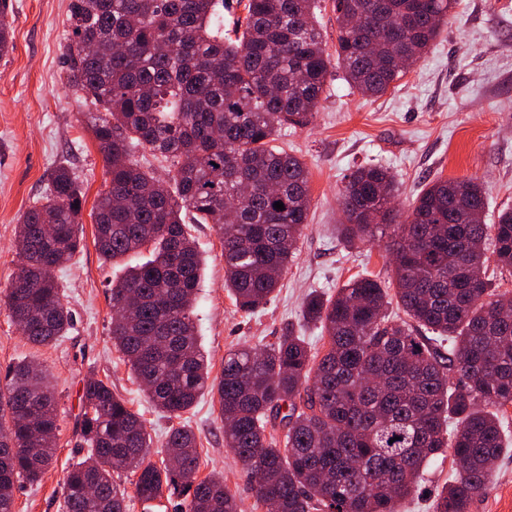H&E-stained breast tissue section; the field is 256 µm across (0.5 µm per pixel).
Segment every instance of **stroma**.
<instances>
[{
  "instance_id": "stroma-1",
  "label": "stroma",
  "mask_w": 512,
  "mask_h": 512,
  "mask_svg": "<svg viewBox=\"0 0 512 512\" xmlns=\"http://www.w3.org/2000/svg\"><path fill=\"white\" fill-rule=\"evenodd\" d=\"M69 2L9 0L14 49L0 59V378L19 360L40 363L55 384L59 419L56 456L40 482L18 483L15 512H63L64 479L87 454L78 436L86 379L107 382L142 416L153 461L161 460L173 425L147 402L112 344L110 289L123 267L105 262L94 246L91 213L104 188L105 168L82 95L66 78ZM278 144L306 164L310 208L296 257L264 307L249 314L237 311L224 288L220 238L211 225L191 227L205 259L196 329L216 375L228 350L262 346L289 332L305 337L312 349L325 350L321 327L301 319L304 297L312 291L335 293L357 275L390 281L384 236L352 246L337 233L343 219L340 195L354 167L390 168L400 182L395 206L404 214L436 178L484 182L487 223H494L499 211L512 209V0H457L427 52L383 96L353 92L341 71L332 70L313 122L283 131ZM62 161L85 192L82 246L54 272L73 326L56 344L35 346L11 322L5 289L19 269L15 237L20 216L45 194L50 171ZM181 420L197 435L201 475H223L241 512H267L225 445L216 395L204 393ZM493 468L494 479L474 496L471 512H512V452H505ZM451 474V457L431 463L418 489L396 503V512H431L432 494Z\"/></svg>"
}]
</instances>
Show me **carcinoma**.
<instances>
[{"instance_id": "obj_1", "label": "carcinoma", "mask_w": 512, "mask_h": 512, "mask_svg": "<svg viewBox=\"0 0 512 512\" xmlns=\"http://www.w3.org/2000/svg\"><path fill=\"white\" fill-rule=\"evenodd\" d=\"M455 0H336V63L315 22L317 0H247L243 30L224 33V0H70L68 82L84 94L106 188L92 210L95 246L114 264L111 336L150 402L179 418L205 391L218 395L227 447L268 512H395L423 468L450 454L455 469L434 512H470L508 444L512 406V209L485 223L483 183L433 180L405 216L391 206L395 176L359 166L341 196L348 244L388 231L393 280L355 277L310 293L305 321L320 324L319 354L291 333L224 356L220 377L201 349L195 304L203 258L182 210L211 224L224 249V288L253 312L279 285L307 224L309 172L274 145L315 116L331 67L350 89L383 95L439 34ZM0 0V58L13 50ZM170 162L161 180L135 158ZM85 193L64 164L21 216V265L5 307L26 340L67 335L72 314L53 271L81 244ZM284 209L277 210L274 203ZM395 305L402 312L389 311ZM81 443L90 460L70 469L64 512H127L118 479L142 502L188 493L179 512H238L214 475L197 479L187 424L170 429L150 460L142 416L101 380L82 388ZM56 392L22 360L0 391V512L51 464ZM398 440L391 441V438Z\"/></svg>"}]
</instances>
